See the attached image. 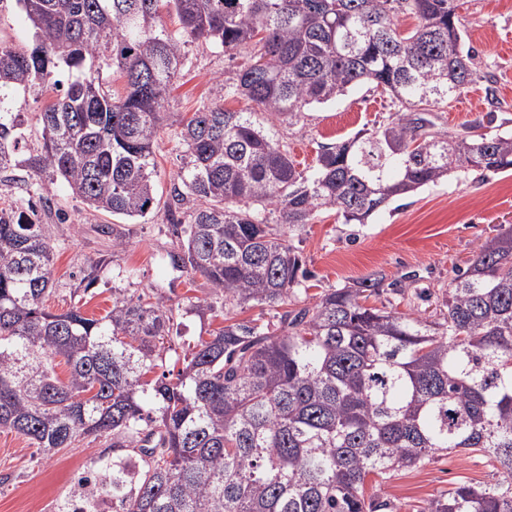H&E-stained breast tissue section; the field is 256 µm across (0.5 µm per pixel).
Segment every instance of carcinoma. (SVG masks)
<instances>
[{"label": "carcinoma", "instance_id": "carcinoma-1", "mask_svg": "<svg viewBox=\"0 0 512 512\" xmlns=\"http://www.w3.org/2000/svg\"><path fill=\"white\" fill-rule=\"evenodd\" d=\"M33 43L0 39V89L39 101V153L20 161L21 113L0 104V171L21 163L88 206L130 220L157 205L154 146L186 47L209 42L245 66L212 81L178 122L184 161L174 205L195 203L172 264L204 277L224 308L281 307L263 325L224 319L176 376L162 299L112 289L88 317L53 313V250L23 211L0 209V432L44 454L103 438L91 475L112 512H395L365 498L435 455L487 454L503 479L457 483L421 512H512V225L501 226L435 312L408 277L373 272L298 300L309 278L294 239L319 215L366 224L391 202L449 177L512 172V133L475 119L456 131L432 109L478 79L456 0H16ZM417 16L403 34L395 17ZM175 15L168 29L164 15ZM123 79L112 90L103 69ZM372 83L398 111L318 148L300 169L277 127ZM239 97L254 110L225 109ZM406 310L368 304L385 292ZM68 377L60 379L55 359Z\"/></svg>", "mask_w": 512, "mask_h": 512}]
</instances>
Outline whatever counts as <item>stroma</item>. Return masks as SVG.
I'll list each match as a JSON object with an SVG mask.
<instances>
[{"mask_svg": "<svg viewBox=\"0 0 512 512\" xmlns=\"http://www.w3.org/2000/svg\"><path fill=\"white\" fill-rule=\"evenodd\" d=\"M458 14L464 39L476 53V69L491 73L493 82L476 81L459 98L438 108L439 123L454 129L491 112L495 121L489 133H511L512 0H458ZM250 55L247 47L230 57L209 43L188 46V64L171 91L169 118L155 149L159 205L147 218L127 220L94 211L65 184H43L24 166L0 174V208L24 210L43 195L50 200L38 210L54 248L53 293L47 307L63 313L78 305L86 316L98 318L111 308L113 289L163 296L179 333L165 354L166 367L173 371L181 368L189 343L224 322L220 303L211 314L189 312L190 299L208 296L210 286L201 276L173 268L169 259L174 240L167 212L169 190L184 158L176 122L206 101L212 77L243 64ZM392 112L389 97L372 84L353 86L336 101L309 108L287 132L292 158L298 167L312 166L318 144L382 125ZM502 224L512 225L511 173H473L463 181L452 178L423 188L390 204L367 224H348L336 214H323L300 237L304 265L313 273L305 286L315 295L380 270L392 280L415 275L417 289L435 292L447 287L454 267L464 264ZM105 225L125 233L122 250H113L111 235L101 231ZM87 276L93 277L92 285L84 284ZM105 447L104 440L87 439L46 455L36 453L23 438L0 433V512H55ZM501 478L498 464L489 456L453 451L384 482L368 480L366 492L391 499L399 512H419L452 484L493 485Z\"/></svg>", "mask_w": 512, "mask_h": 512, "instance_id": "35a3bbf8", "label": "stroma"}]
</instances>
